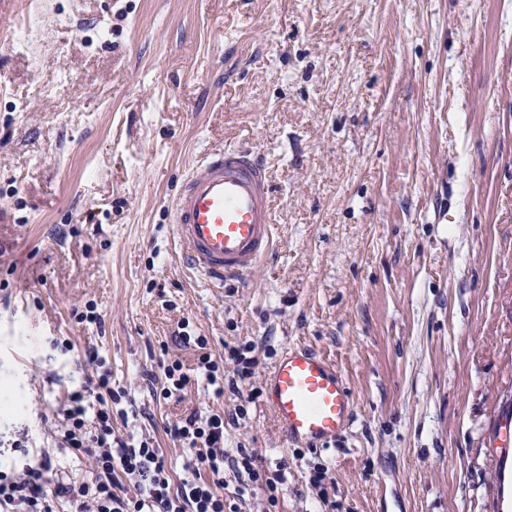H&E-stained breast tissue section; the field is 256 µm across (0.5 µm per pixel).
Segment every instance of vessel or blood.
Wrapping results in <instances>:
<instances>
[{"label": "vessel or blood", "instance_id": "1", "mask_svg": "<svg viewBox=\"0 0 512 512\" xmlns=\"http://www.w3.org/2000/svg\"><path fill=\"white\" fill-rule=\"evenodd\" d=\"M172 224L181 257L210 287L253 272L274 249L264 162L243 147L206 154L180 182ZM265 397L282 436L295 447L335 441L351 416L342 375L305 347L281 355L265 378Z\"/></svg>", "mask_w": 512, "mask_h": 512}]
</instances>
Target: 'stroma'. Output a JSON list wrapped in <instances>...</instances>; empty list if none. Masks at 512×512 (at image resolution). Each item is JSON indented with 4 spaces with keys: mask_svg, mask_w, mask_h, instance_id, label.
Returning a JSON list of instances; mask_svg holds the SVG:
<instances>
[{
    "mask_svg": "<svg viewBox=\"0 0 512 512\" xmlns=\"http://www.w3.org/2000/svg\"><path fill=\"white\" fill-rule=\"evenodd\" d=\"M1 40L0 462L23 433L85 470L54 414L92 345L134 402L117 432L187 477L166 423L238 399L153 398L161 346L198 356L183 325L218 357L254 343L224 448L287 459L278 512H512V0H0ZM224 146L264 159L277 246L217 291L177 263L170 207ZM291 346L347 382L336 442L275 423L263 380Z\"/></svg>",
    "mask_w": 512,
    "mask_h": 512,
    "instance_id": "stroma-1",
    "label": "stroma"
}]
</instances>
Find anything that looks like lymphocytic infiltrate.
Masks as SVG:
<instances>
[{"instance_id": "obj_1", "label": "lymphocytic infiltrate", "mask_w": 512, "mask_h": 512, "mask_svg": "<svg viewBox=\"0 0 512 512\" xmlns=\"http://www.w3.org/2000/svg\"><path fill=\"white\" fill-rule=\"evenodd\" d=\"M183 345L200 351L194 373L179 360L163 363L162 376L147 374L148 383L159 384V398L180 397L194 377L204 378L216 393L238 391L251 379L259 361L254 344L228 348L216 358L208 353V339L182 331ZM233 364L232 378H225V364ZM91 373L79 389L69 393L55 413L58 448L76 451L88 464L84 475L58 473L49 451L24 454L19 462L0 465V512H227L224 501V468L232 466L247 488L263 490L270 505H277L286 483L285 464L275 469L256 466L246 451L227 457L224 451V415L192 410L169 423L165 432L192 452V478L174 482L151 435L132 439L116 433L114 423L128 417L126 389L113 388L112 374L96 348L85 351Z\"/></svg>"}]
</instances>
